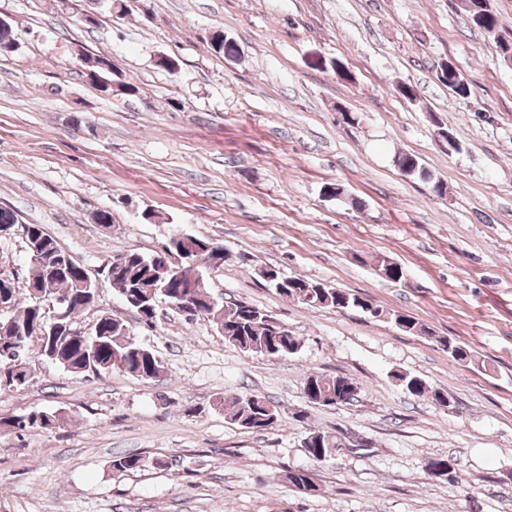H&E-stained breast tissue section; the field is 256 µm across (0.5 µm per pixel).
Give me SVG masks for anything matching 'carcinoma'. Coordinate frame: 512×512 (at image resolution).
<instances>
[{"label": "carcinoma", "instance_id": "cac0c4a2", "mask_svg": "<svg viewBox=\"0 0 512 512\" xmlns=\"http://www.w3.org/2000/svg\"><path fill=\"white\" fill-rule=\"evenodd\" d=\"M462 10L472 26L487 33L498 31V17L489 0H462ZM210 45L214 53L225 58L235 56L238 51L235 42L222 31L212 34ZM88 59L96 61L91 70L100 76V79L92 80V84L102 94H111L112 89L108 88L107 83L112 81V60L100 55H90ZM397 163L408 175L427 181L431 179L429 171L414 155L403 154L398 157ZM31 230L42 248L40 253L30 254L26 289L15 293L10 298V309L0 313V386L15 389L28 386L34 380L29 363L35 355L77 374L119 371L142 379L158 377L163 369L158 355L142 345L133 329L114 315L99 318L88 332L76 328L69 335H51L53 321L48 319L43 304L57 297L66 300L67 320L75 324V315L86 306L80 297L84 268L71 259L69 267L54 276L49 274L46 260L63 255L65 251L41 225L33 224ZM189 240L187 247L180 241L169 243L168 250L185 253L176 278L161 270V262L131 250L112 257L106 263L107 279L126 306L135 311L140 320L152 324L157 317L159 304L185 302L197 309L189 320L211 322L224 335V340L246 354L272 360L295 354L300 345L299 339L290 331L281 336L273 333L271 321L275 317L272 314L232 298L224 299L222 305H214L211 297L196 294L188 287V284L208 276L213 260L210 247L217 245V241L204 236H191ZM268 283L283 297L312 307L360 310L374 319L387 320L404 332L435 339L458 361H473V354L461 343L449 337H434L429 328L411 315L380 306L370 308L365 299L355 293L302 276L285 275L277 269ZM399 380L413 396L420 397L430 392L432 400L439 405L448 398V393L444 391H429L425 381L416 375L401 374ZM337 382L336 378L314 374L305 379V385L322 398L324 406L336 405ZM222 407L230 419L244 429L265 431L281 419L280 407L258 395L226 396L222 400ZM65 418L64 413L31 411L0 419V429H52L62 424ZM343 447L345 444L338 436L322 431L310 432L305 452L314 457V461L309 468L288 471V483L302 493L318 491L315 466ZM149 463L156 467L166 466L162 459L148 461L141 455L132 454L114 457L112 470L122 474L139 470Z\"/></svg>", "mask_w": 512, "mask_h": 512}]
</instances>
